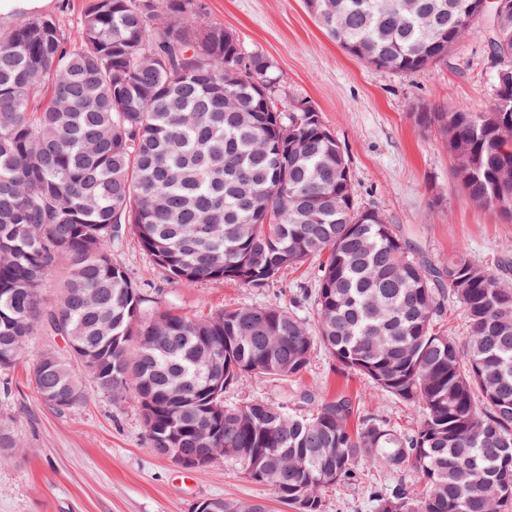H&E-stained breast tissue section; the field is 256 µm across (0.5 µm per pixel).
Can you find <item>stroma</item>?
I'll return each mask as SVG.
<instances>
[{
    "mask_svg": "<svg viewBox=\"0 0 512 512\" xmlns=\"http://www.w3.org/2000/svg\"><path fill=\"white\" fill-rule=\"evenodd\" d=\"M200 21L234 31L244 52L271 57L279 77L278 107L309 102L342 144L358 204L383 213L415 250L434 263L466 251L512 286V216L475 207L460 189L444 140L418 125L417 104L438 108L490 107L496 99V64L487 42L490 14L481 15L447 58L413 72L375 68L328 38L303 0H199ZM112 259L146 294L153 308L207 316L227 308L288 303L295 288L313 286L320 259L283 271L262 288L233 282L167 280L138 243L125 234ZM46 350L64 352L58 336L37 333L11 371L0 373V419L7 420L18 453L0 464V512H191L210 498L262 499L271 512H294L265 485L247 478L230 460L188 471L154 452L142 413L89 389L65 411L45 406L31 383L33 366ZM346 397L364 413L407 431L418 413L376 394L364 378L315 351L301 379L262 375L227 389L226 403L259 397L295 414L306 413L300 393ZM396 475L365 470L354 484L326 488L324 512H375L370 487L391 485Z\"/></svg>",
    "mask_w": 512,
    "mask_h": 512,
    "instance_id": "1",
    "label": "stroma"
}]
</instances>
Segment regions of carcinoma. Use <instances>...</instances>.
Returning a JSON list of instances; mask_svg holds the SVG:
<instances>
[{"mask_svg":"<svg viewBox=\"0 0 512 512\" xmlns=\"http://www.w3.org/2000/svg\"><path fill=\"white\" fill-rule=\"evenodd\" d=\"M478 0H319L326 35L377 69L419 71L471 29ZM164 17L161 25L158 17ZM198 0H98L71 42L54 18L0 34V371L37 332L59 336L34 364L39 399L64 411L93 386L142 411L151 446L202 460L224 449L281 504L324 512L323 490L381 466L401 476L370 493L375 512H512V287L465 252L439 266L373 209L357 206L346 155L320 112L276 106L273 62L198 21ZM151 52L153 65L140 56ZM494 60L512 59V12ZM456 158L468 200L512 216V100L504 108L417 107ZM168 279L262 288L326 257L312 292L315 332L284 306L207 317L152 311L112 261L125 233ZM64 276L53 294L50 271ZM463 308L466 340L442 329ZM418 407L398 431L351 400L290 414L261 398L224 404L254 374L296 380L315 349ZM17 444L0 425V463ZM421 474L415 490L403 476ZM215 512H269L214 498Z\"/></svg>","mask_w":512,"mask_h":512,"instance_id":"cac0c4a2","label":"carcinoma"}]
</instances>
